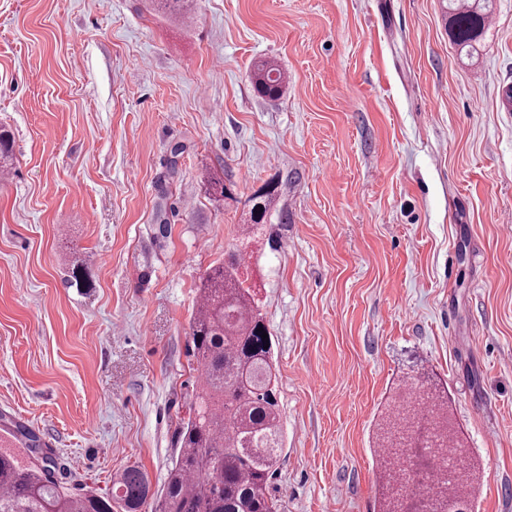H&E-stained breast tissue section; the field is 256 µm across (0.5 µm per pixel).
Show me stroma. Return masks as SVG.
I'll return each mask as SVG.
<instances>
[{
  "label": "stroma",
  "instance_id": "1",
  "mask_svg": "<svg viewBox=\"0 0 512 512\" xmlns=\"http://www.w3.org/2000/svg\"><path fill=\"white\" fill-rule=\"evenodd\" d=\"M147 4L0 0V424L71 487L138 465L162 489L198 288L240 252L279 369L280 512H377L372 436L423 374L480 463L474 512H512V0L472 58L447 0ZM196 0H150L151 10L158 16L188 18L194 10ZM250 79L258 91L268 96L279 95L284 87L282 71L270 60L255 62L250 72ZM277 189V183L271 182L249 198V219L246 220L247 224H242L243 232H252L253 226L262 223L270 214L278 198ZM260 207H263V212H260Z\"/></svg>",
  "mask_w": 512,
  "mask_h": 512
}]
</instances>
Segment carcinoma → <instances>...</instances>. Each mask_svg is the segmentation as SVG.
<instances>
[{
	"label": "carcinoma",
	"mask_w": 512,
	"mask_h": 512,
	"mask_svg": "<svg viewBox=\"0 0 512 512\" xmlns=\"http://www.w3.org/2000/svg\"><path fill=\"white\" fill-rule=\"evenodd\" d=\"M196 0H150L158 16L187 18ZM449 37L466 56L477 53L494 0H448ZM253 86L279 95L284 76L270 60L252 66ZM278 198L271 182L249 200L243 231L262 223ZM243 257L228 255L199 288L190 323L201 378L180 446L161 492L137 466L117 472L112 493L75 491L39 436L22 424L3 426L21 448H0V512H142L159 498V512H277L271 480L283 451L277 373L253 290L239 278ZM452 449L453 472L433 449ZM378 512H457L472 507L479 468L448 416V391L425 381L400 398L379 427Z\"/></svg>",
	"instance_id": "carcinoma-1"
}]
</instances>
